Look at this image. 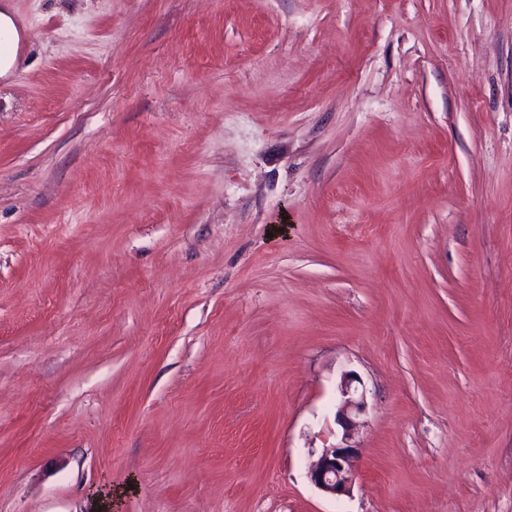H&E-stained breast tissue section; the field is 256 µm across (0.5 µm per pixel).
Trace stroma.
Wrapping results in <instances>:
<instances>
[{"instance_id":"1","label":"stroma","mask_w":512,"mask_h":512,"mask_svg":"<svg viewBox=\"0 0 512 512\" xmlns=\"http://www.w3.org/2000/svg\"><path fill=\"white\" fill-rule=\"evenodd\" d=\"M4 10L0 512H512V0ZM354 383L361 384L352 372H345L340 381L341 405L337 422L343 429L342 443L323 448L309 468V478L316 488L330 495L348 493L354 483L355 460L358 448L349 444L351 435L359 426L360 416L366 412V394Z\"/></svg>"}]
</instances>
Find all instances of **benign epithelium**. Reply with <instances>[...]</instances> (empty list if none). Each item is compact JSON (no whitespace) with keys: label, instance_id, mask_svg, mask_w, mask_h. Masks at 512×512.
Segmentation results:
<instances>
[{"label":"benign epithelium","instance_id":"benign-epithelium-1","mask_svg":"<svg viewBox=\"0 0 512 512\" xmlns=\"http://www.w3.org/2000/svg\"><path fill=\"white\" fill-rule=\"evenodd\" d=\"M358 378L351 372L342 375L339 393L341 405L337 422L343 429L342 443L326 447L309 468V478L316 488L330 495H342L350 491L356 471L358 448L349 444L351 435L359 426L360 416L366 412L365 391L355 386Z\"/></svg>","mask_w":512,"mask_h":512}]
</instances>
